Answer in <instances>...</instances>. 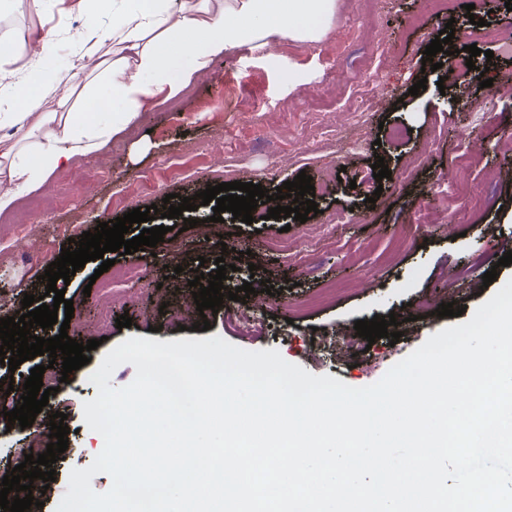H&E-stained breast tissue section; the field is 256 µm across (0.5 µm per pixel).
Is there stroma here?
<instances>
[{
  "label": "stroma",
  "instance_id": "35a3bbf8",
  "mask_svg": "<svg viewBox=\"0 0 512 512\" xmlns=\"http://www.w3.org/2000/svg\"><path fill=\"white\" fill-rule=\"evenodd\" d=\"M75 2L42 0L34 12L0 0V63L22 68L20 47L47 34L59 47L54 67L67 68L84 22ZM479 18L484 26H476ZM449 22L456 47L493 51L492 86L480 87L467 70L422 72L426 46ZM510 32L512 11L503 6L491 13L475 9L469 18L457 0L440 14L429 0H336L335 18L321 40L283 37L262 50L233 49L206 77L143 112L107 151L76 159L0 221V244L7 248L0 260V300L17 307L24 295L45 293L47 265L69 238L98 222L162 204L169 194L193 196L210 184L253 182L273 190L302 172L317 184L330 181L326 192L315 195L319 210L306 222L268 220L260 208L249 225L226 211L208 240L179 218L154 251L117 257L102 278L112 283L113 316L129 314L132 325L109 327L90 363L74 371L40 413L44 419L65 413L69 428L68 448L54 465L56 480L42 495L40 512H57L70 470L89 466L99 454L102 439L83 418L84 402L97 393L89 377L127 338L218 336L245 350L277 349L312 374L365 387L432 334L469 320L512 279V265L497 264L502 246L512 243V145L504 138L512 129V54L503 52L500 41ZM421 79L425 90L410 95ZM354 126L364 132L356 151L350 143ZM380 160L391 175L371 203L367 191L350 182ZM104 163L111 165L112 179L102 183L96 174ZM423 208L435 212L436 223L414 225ZM28 219L37 222L39 235L13 247L15 223ZM405 226L413 233L402 250L393 251ZM225 234L244 253L224 286L232 291L251 281L256 292L247 304L264 326L261 335H239L220 312L178 320L160 310L192 301L189 282L195 273L216 272ZM129 264L140 266L144 283L121 279ZM461 267L467 278L450 280ZM492 269L496 280L484 284ZM265 279L275 294L260 292ZM430 293L462 307L461 317L417 314L415 301ZM393 312L404 318L397 343L377 339L351 360L312 351L316 335ZM205 321L209 330L199 331Z\"/></svg>",
  "mask_w": 512,
  "mask_h": 512
}]
</instances>
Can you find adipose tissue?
I'll use <instances>...</instances> for the list:
<instances>
[{
	"mask_svg": "<svg viewBox=\"0 0 512 512\" xmlns=\"http://www.w3.org/2000/svg\"><path fill=\"white\" fill-rule=\"evenodd\" d=\"M335 8V0H130L105 33L97 9L84 8L73 71L52 66L47 37L23 74L0 67L1 87H29L0 96V214L77 157L99 154L232 49L279 36L320 40Z\"/></svg>",
	"mask_w": 512,
	"mask_h": 512,
	"instance_id": "ef3b65f1",
	"label": "adipose tissue"
}]
</instances>
